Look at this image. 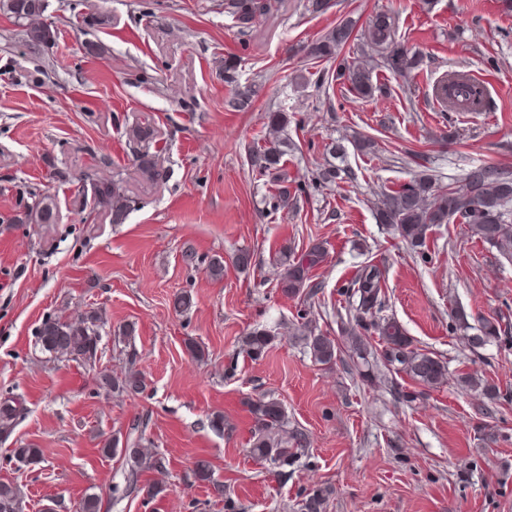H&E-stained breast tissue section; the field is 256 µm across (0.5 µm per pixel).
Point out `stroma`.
<instances>
[{"label": "stroma", "mask_w": 512, "mask_h": 512, "mask_svg": "<svg viewBox=\"0 0 512 512\" xmlns=\"http://www.w3.org/2000/svg\"><path fill=\"white\" fill-rule=\"evenodd\" d=\"M321 14L307 0H275L240 33L224 0H48L44 14L56 46L34 53L24 29L0 13V394L21 396L24 416L0 437V480L16 482L24 512H74L87 494L101 512H299L301 490L331 485L327 512H512V261L456 222L427 234L428 259L377 224L382 191L414 174L440 185L488 161L512 171V16L497 0H332ZM393 11L397 36L427 65L405 80L379 71L386 92L365 102L341 86L324 91L330 70L298 54L343 16L358 23ZM100 26H85L88 16ZM103 56L85 55V41ZM237 57L239 82L255 84L248 109L227 102L224 59ZM490 79L492 106L446 112L434 89L448 71ZM288 112L294 145L289 179L311 181L329 161L331 142L371 137L377 152H347L355 180L309 191L285 210L266 212L269 183L253 173L249 150L263 144L265 115ZM152 126L147 146L130 126ZM160 161V180L141 177L135 155ZM120 182L133 204L125 223L93 209L84 184ZM56 205L52 225L17 224L34 196ZM325 242L326 262L311 273L318 290L313 325L340 336L346 316L338 293L368 261L386 268V313L414 343L448 366L440 387L401 403L394 383L362 381L345 364H315L298 338L301 299L283 296L275 277L281 245L302 250ZM253 254L249 271L231 262ZM223 257L224 276L205 267ZM190 292L189 312L173 308ZM105 325L101 359H54L35 346L49 315L75 319L90 310ZM498 318L497 342L472 349L453 328ZM256 328L275 340L252 360L241 338ZM208 358L192 360L187 342ZM141 372L138 396L98 387L101 372ZM493 381L497 402L462 390L459 374ZM270 395L285 406L289 427L309 440L294 466L276 476L252 459L248 400ZM224 415L223 431L210 425ZM166 460L122 494L121 456L103 457L105 440H126L134 421ZM489 438H482L478 426ZM41 448L37 465L6 463L11 449ZM207 459L214 482L198 481ZM164 484L151 498L147 490Z\"/></svg>", "instance_id": "1"}]
</instances>
